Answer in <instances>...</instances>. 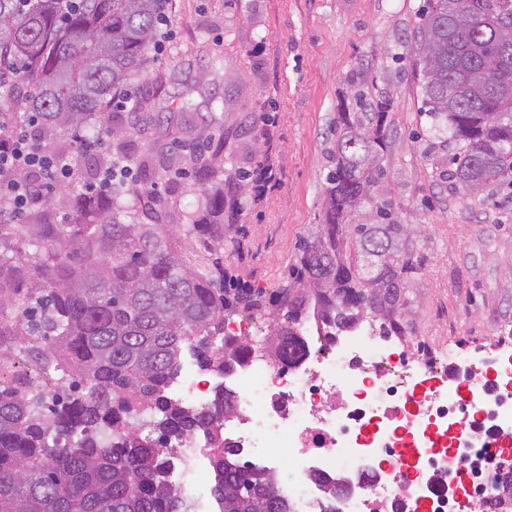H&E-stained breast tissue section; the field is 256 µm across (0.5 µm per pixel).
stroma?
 Returning a JSON list of instances; mask_svg holds the SVG:
<instances>
[{"label":"stroma","instance_id":"35a3bbf8","mask_svg":"<svg viewBox=\"0 0 512 512\" xmlns=\"http://www.w3.org/2000/svg\"><path fill=\"white\" fill-rule=\"evenodd\" d=\"M426 0H168L169 41L149 48L127 83L150 109H114L130 131L135 159L159 131L193 141L179 107L189 102L212 127L210 148L225 179L272 164L277 182L225 202L224 265L240 282L274 294L303 237L323 218L335 145L334 121L354 90L388 102L382 194L410 234L417 267L410 303L396 317L404 333L447 342L477 365L512 356V190L470 197L448 180L447 140L431 129L422 77L409 45ZM181 231L201 198L194 178L155 179Z\"/></svg>","mask_w":512,"mask_h":512}]
</instances>
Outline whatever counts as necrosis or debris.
<instances>
[{"label": "necrosis or debris", "instance_id": "4bbe7bcc", "mask_svg": "<svg viewBox=\"0 0 512 512\" xmlns=\"http://www.w3.org/2000/svg\"><path fill=\"white\" fill-rule=\"evenodd\" d=\"M267 325L255 317L233 329L252 353L224 375L234 405L224 440L273 475L293 512H512V485L478 455L487 442L512 444V357L487 387L464 355L413 348L367 315L345 329L305 323L304 354L286 364L263 352ZM212 391L190 360L171 385L195 408ZM180 448L169 479L210 512L196 479L204 446L193 438ZM336 482L344 490L327 503L324 488Z\"/></svg>", "mask_w": 512, "mask_h": 512}]
</instances>
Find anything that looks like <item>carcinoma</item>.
Here are the masks:
<instances>
[{"label":"carcinoma","instance_id":"carcinoma-1","mask_svg":"<svg viewBox=\"0 0 512 512\" xmlns=\"http://www.w3.org/2000/svg\"><path fill=\"white\" fill-rule=\"evenodd\" d=\"M167 0H0V60L37 113L39 145L77 157L94 171L132 161L128 132L109 124L116 89L139 73ZM434 131L455 143L448 179L464 189L512 187V0H427L411 45ZM336 114V147L326 175L324 223L303 240L287 282L269 297L242 293L227 279L224 193L249 191L251 175L204 189L186 233L210 262L178 252L163 223L123 220L115 199L143 194L134 178L112 191L61 189L70 224H49L41 207L23 224L0 223V366L29 358L41 374L71 379L65 391L0 380V512H197L169 481L179 440L206 438L215 512H290L266 470L224 445L230 392L189 409L168 392L184 354L222 376L248 358V344L226 331L238 310L266 309L271 354L302 352L301 325L315 316L338 327L373 314L392 322L415 269L405 225L377 198L371 221L348 217L376 198L385 170L387 103L353 94ZM369 105L371 111L361 108ZM112 140V151L98 149ZM180 144L146 154L145 170L167 173L189 160L204 185L221 173L215 153ZM24 235L30 253L18 254Z\"/></svg>","mask_w":512,"mask_h":512}]
</instances>
